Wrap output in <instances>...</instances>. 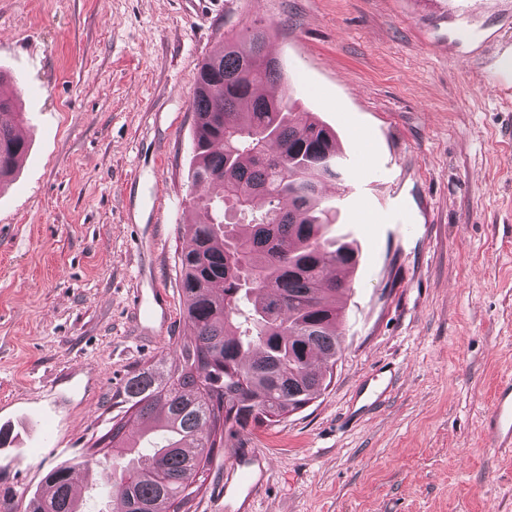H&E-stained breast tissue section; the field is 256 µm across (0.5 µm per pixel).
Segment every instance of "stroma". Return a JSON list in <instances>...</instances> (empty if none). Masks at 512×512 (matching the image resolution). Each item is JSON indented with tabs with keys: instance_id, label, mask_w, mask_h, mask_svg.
<instances>
[{
	"instance_id": "1",
	"label": "stroma",
	"mask_w": 512,
	"mask_h": 512,
	"mask_svg": "<svg viewBox=\"0 0 512 512\" xmlns=\"http://www.w3.org/2000/svg\"><path fill=\"white\" fill-rule=\"evenodd\" d=\"M255 25L296 111L336 133L324 193L359 256L330 386L241 434L269 459L253 512H512V449L483 430L512 379V0H0L28 141L0 187V503L90 461L127 377L191 338L189 101ZM153 288L151 343L131 300Z\"/></svg>"
}]
</instances>
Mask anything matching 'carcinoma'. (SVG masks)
<instances>
[{"mask_svg":"<svg viewBox=\"0 0 512 512\" xmlns=\"http://www.w3.org/2000/svg\"><path fill=\"white\" fill-rule=\"evenodd\" d=\"M267 45V30L247 31L198 69L193 206L212 218L184 225L192 247L179 258L194 338L169 367L144 366L125 383L122 402L154 445L132 451L121 420L98 441L123 460L110 512H189L214 448L305 407L342 353L336 296L351 288L357 249L327 236L322 186L339 177L336 139L289 98L257 93L284 79ZM16 85L0 72V112L16 111ZM25 151L16 128L0 126V185ZM46 483L53 494L29 499L28 512H82L72 468Z\"/></svg>","mask_w":512,"mask_h":512,"instance_id":"1","label":"carcinoma"}]
</instances>
